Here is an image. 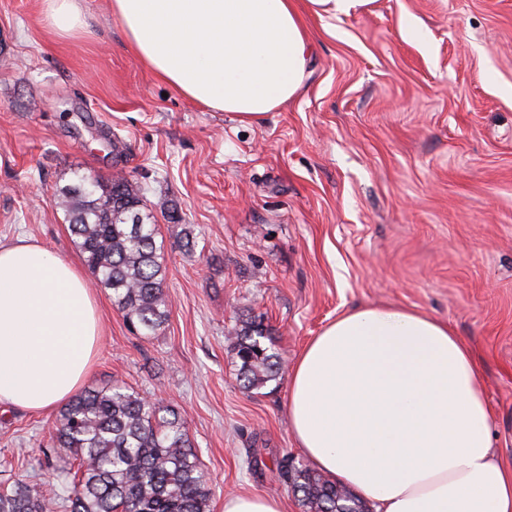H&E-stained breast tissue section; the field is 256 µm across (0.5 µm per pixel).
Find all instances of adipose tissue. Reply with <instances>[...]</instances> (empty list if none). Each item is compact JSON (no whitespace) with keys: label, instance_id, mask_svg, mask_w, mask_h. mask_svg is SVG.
Returning a JSON list of instances; mask_svg holds the SVG:
<instances>
[{"label":"adipose tissue","instance_id":"obj_1","mask_svg":"<svg viewBox=\"0 0 512 512\" xmlns=\"http://www.w3.org/2000/svg\"><path fill=\"white\" fill-rule=\"evenodd\" d=\"M154 75L253 122L302 89L310 43L296 0H111ZM84 273L42 245H0V404L70 400L99 347ZM478 363L448 322L388 304L313 337L289 379L288 423L313 468L374 512H512Z\"/></svg>","mask_w":512,"mask_h":512}]
</instances>
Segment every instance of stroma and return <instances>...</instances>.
Returning <instances> with one entry per match:
<instances>
[{"label": "stroma", "instance_id": "obj_1", "mask_svg": "<svg viewBox=\"0 0 512 512\" xmlns=\"http://www.w3.org/2000/svg\"><path fill=\"white\" fill-rule=\"evenodd\" d=\"M79 5L85 26L63 38L41 0H0V243L26 238L83 265L56 185L136 175L170 301L145 336L93 288L102 336L84 387L176 408L210 512L245 491L304 512L277 470L305 461L286 370L336 317L395 304L474 349L492 447L512 464V0H373L306 16L300 94L249 124L159 81L108 0ZM254 314L285 371L248 393L232 342ZM58 414L0 405V484L60 492L44 455Z\"/></svg>", "mask_w": 512, "mask_h": 512}]
</instances>
